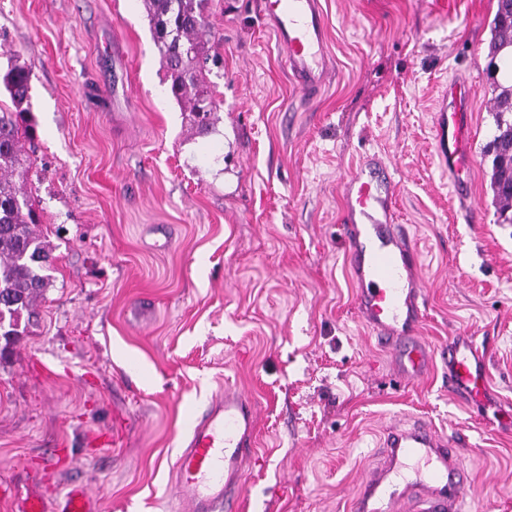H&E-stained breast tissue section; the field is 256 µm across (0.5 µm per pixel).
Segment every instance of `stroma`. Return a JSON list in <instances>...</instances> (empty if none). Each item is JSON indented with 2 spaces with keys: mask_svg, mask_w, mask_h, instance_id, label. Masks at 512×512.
<instances>
[{
  "mask_svg": "<svg viewBox=\"0 0 512 512\" xmlns=\"http://www.w3.org/2000/svg\"><path fill=\"white\" fill-rule=\"evenodd\" d=\"M322 4L335 68L308 99L259 0H209L219 122L199 135L167 94L143 0H0V71H31L25 189L54 256L36 316L0 341V512L72 482L95 512H171L184 418L227 385L258 403L242 512H347L403 417L465 434L473 512H512V224L483 156L496 0ZM452 80L474 87L456 177L433 140ZM374 151L421 254V337L486 346V412L449 395L439 360L395 382L357 316L337 226Z\"/></svg>",
  "mask_w": 512,
  "mask_h": 512,
  "instance_id": "stroma-1",
  "label": "stroma"
}]
</instances>
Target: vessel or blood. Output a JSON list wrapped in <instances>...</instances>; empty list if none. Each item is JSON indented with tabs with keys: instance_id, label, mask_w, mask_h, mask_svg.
Here are the masks:
<instances>
[{
	"instance_id": "vessel-or-blood-1",
	"label": "vessel or blood",
	"mask_w": 512,
	"mask_h": 512,
	"mask_svg": "<svg viewBox=\"0 0 512 512\" xmlns=\"http://www.w3.org/2000/svg\"><path fill=\"white\" fill-rule=\"evenodd\" d=\"M294 83L315 94L329 69L327 25L321 0H262ZM436 126L439 155L451 172L470 161L463 116L473 86L453 81L443 92ZM387 159L359 163L343 186L346 206L339 233L347 244V266L356 287V309L376 346L393 353L399 381L425 377L434 358L448 365V392L482 408L487 389L485 349L472 337L452 336L430 348L419 336L425 315L421 263L404 225L394 223L396 184ZM258 405L235 389L189 413L181 451L173 466L176 512H241L244 466L256 455ZM462 436L431 424L394 422L385 431L383 461L352 499L350 512H468L470 483L461 457ZM20 512H93L79 483L57 496L53 509L28 499Z\"/></svg>"
}]
</instances>
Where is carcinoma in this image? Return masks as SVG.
Returning a JSON list of instances; mask_svg holds the SVG:
<instances>
[{
	"label": "carcinoma",
	"mask_w": 512,
	"mask_h": 512,
	"mask_svg": "<svg viewBox=\"0 0 512 512\" xmlns=\"http://www.w3.org/2000/svg\"><path fill=\"white\" fill-rule=\"evenodd\" d=\"M169 93L193 126L204 134L217 121L218 106L207 85L205 71L209 41L203 15L204 0H144ZM490 77L493 92L490 111L495 130L484 153L491 159L490 188L498 221L512 224V0H496L489 24ZM30 71L8 65L0 82L13 104L0 110V338L5 344L18 336L17 320L29 311L49 285L52 257L33 226L39 223L34 203L13 180L18 171L22 140L34 138L28 124Z\"/></svg>",
	"instance_id": "carcinoma-1"
}]
</instances>
